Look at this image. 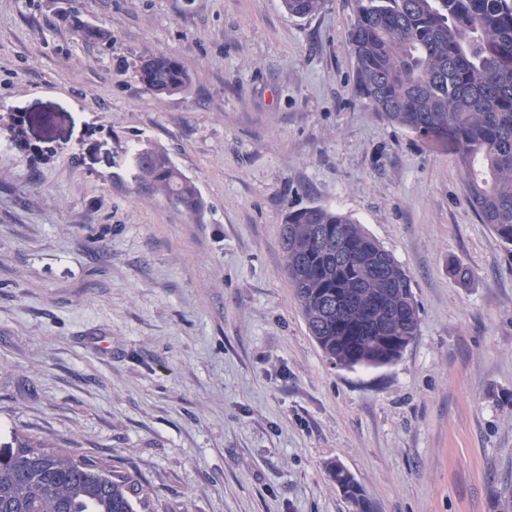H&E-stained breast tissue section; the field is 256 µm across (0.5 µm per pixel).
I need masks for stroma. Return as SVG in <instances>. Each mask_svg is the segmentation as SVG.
<instances>
[{
  "label": "stroma",
  "mask_w": 512,
  "mask_h": 512,
  "mask_svg": "<svg viewBox=\"0 0 512 512\" xmlns=\"http://www.w3.org/2000/svg\"><path fill=\"white\" fill-rule=\"evenodd\" d=\"M355 10L0 0V451L19 431L135 475L145 512H356L333 462L373 512H512V252L454 156L356 95ZM147 53L190 92L146 93ZM147 142L201 216L138 185ZM310 205L409 273L395 363L309 335L281 234ZM137 73L145 91L154 97L186 94L192 83L189 67L177 57L165 53L146 56ZM328 473L336 482V485L341 490L344 497L355 506L357 511H372L363 489L347 469L337 463H331L328 468Z\"/></svg>",
  "instance_id": "stroma-1"
}]
</instances>
